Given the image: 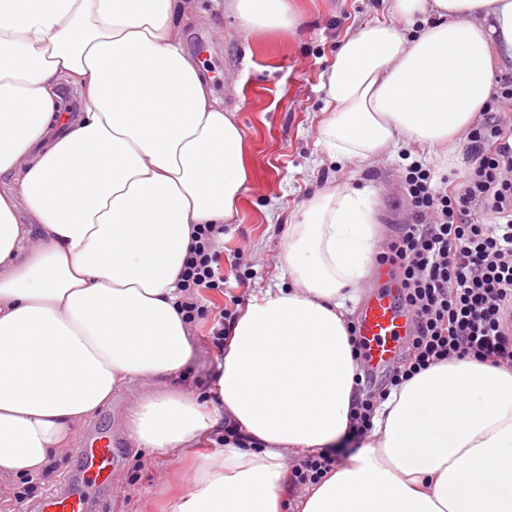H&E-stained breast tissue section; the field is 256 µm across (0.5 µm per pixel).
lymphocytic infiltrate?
I'll list each match as a JSON object with an SVG mask.
<instances>
[{
  "instance_id": "1",
  "label": "lymphocytic infiltrate",
  "mask_w": 512,
  "mask_h": 512,
  "mask_svg": "<svg viewBox=\"0 0 512 512\" xmlns=\"http://www.w3.org/2000/svg\"><path fill=\"white\" fill-rule=\"evenodd\" d=\"M511 111L505 78L466 134L471 164L460 178L437 177L419 160L400 167L408 217L377 261L397 270L417 327L384 382L365 369L357 375L347 442L364 439L379 403L433 364L468 357L512 365V128L501 118ZM223 243V225H194L179 279L185 323L204 316L201 289L224 285Z\"/></svg>"
}]
</instances>
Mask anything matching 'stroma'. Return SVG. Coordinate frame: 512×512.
<instances>
[{"label": "stroma", "instance_id": "stroma-1", "mask_svg": "<svg viewBox=\"0 0 512 512\" xmlns=\"http://www.w3.org/2000/svg\"><path fill=\"white\" fill-rule=\"evenodd\" d=\"M304 21L296 34L261 30L244 34L236 19L214 0H198L194 18L183 29L184 48L211 78L214 97L236 110L245 136L251 170L238 212L224 227L223 290L204 293L209 312L192 329L193 356L182 367L185 381L166 378L172 390L214 402L216 366L220 359L207 335L210 315L224 311L232 324L250 299L266 289L284 286L282 268L289 224L319 191L337 184L375 192L379 235L385 250L406 217L400 191L402 150L434 163L438 173L464 172L465 141L451 156L442 149L415 142L392 147L373 162H338L319 142L327 119L323 75L340 40L352 29L393 18L390 0H288ZM143 388L132 383L113 395L106 406L79 423L75 439L91 430L111 434L119 459L111 486L105 490L106 512H160L159 493L189 491L191 468L198 455L219 452L216 426L196 447L185 450L141 448L131 439L128 415Z\"/></svg>", "mask_w": 512, "mask_h": 512}]
</instances>
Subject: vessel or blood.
Segmentation results:
<instances>
[{"instance_id": "b4317fda", "label": "vessel or blood", "mask_w": 512, "mask_h": 512, "mask_svg": "<svg viewBox=\"0 0 512 512\" xmlns=\"http://www.w3.org/2000/svg\"><path fill=\"white\" fill-rule=\"evenodd\" d=\"M375 276L377 288L365 298L356 317L357 334L365 342V362L373 371L396 360L399 341L410 335L415 322L413 312L402 303L401 282L394 270L383 265L377 267ZM78 453L88 482L109 486L114 463L111 438H93ZM96 507L83 487L71 486L47 493L37 503L35 512H95Z\"/></svg>"}]
</instances>
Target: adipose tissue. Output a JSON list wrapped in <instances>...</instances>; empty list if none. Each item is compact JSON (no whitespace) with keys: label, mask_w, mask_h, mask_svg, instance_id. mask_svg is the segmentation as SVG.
<instances>
[{"label":"adipose tissue","mask_w":512,"mask_h":512,"mask_svg":"<svg viewBox=\"0 0 512 512\" xmlns=\"http://www.w3.org/2000/svg\"><path fill=\"white\" fill-rule=\"evenodd\" d=\"M195 0H0V486L37 473L75 426L193 345L177 311L196 224L236 214L244 133L186 53ZM246 31H295L286 0H224ZM339 42L321 144L368 162L454 148L512 65V0H392ZM84 102L71 117L63 85ZM378 235L374 193L316 194L288 228L291 287L231 325L218 401L154 392L141 448H193L219 420L247 445L203 456L172 512H512V367L450 360L391 392L350 461L285 493L288 458L342 442L357 396L347 305Z\"/></svg>","instance_id":"obj_1"}]
</instances>
